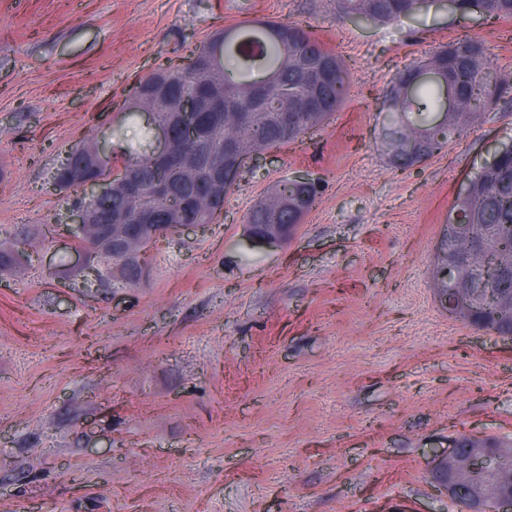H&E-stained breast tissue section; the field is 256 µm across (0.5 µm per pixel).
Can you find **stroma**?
I'll use <instances>...</instances> for the list:
<instances>
[{"label":"stroma","instance_id":"stroma-1","mask_svg":"<svg viewBox=\"0 0 512 512\" xmlns=\"http://www.w3.org/2000/svg\"><path fill=\"white\" fill-rule=\"evenodd\" d=\"M257 19L310 26L350 68L346 101L112 284L65 229L55 168L95 135L123 156L126 90ZM464 31L512 79V20L444 9L356 27L332 0H0V243L30 237L0 272V512H458L430 467L461 433L512 441V340L450 316L432 265L512 108L403 173L376 138L398 74ZM305 173L317 206L252 244L245 215Z\"/></svg>","mask_w":512,"mask_h":512}]
</instances>
